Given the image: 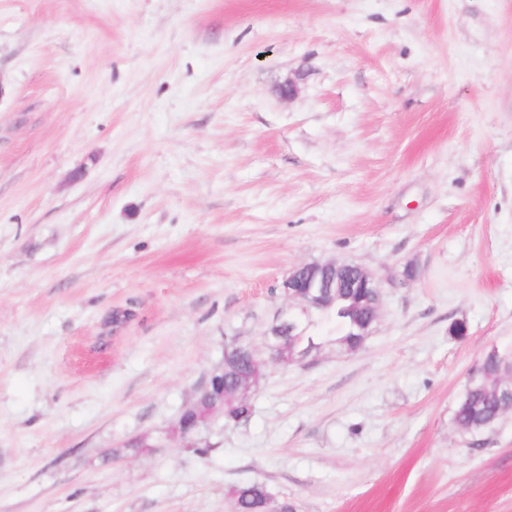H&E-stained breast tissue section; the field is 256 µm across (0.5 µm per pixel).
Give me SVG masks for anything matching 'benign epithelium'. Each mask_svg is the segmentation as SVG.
Wrapping results in <instances>:
<instances>
[{
  "instance_id": "7a95c632",
  "label": "benign epithelium",
  "mask_w": 512,
  "mask_h": 512,
  "mask_svg": "<svg viewBox=\"0 0 512 512\" xmlns=\"http://www.w3.org/2000/svg\"><path fill=\"white\" fill-rule=\"evenodd\" d=\"M337 262L327 260L300 265L288 272L280 285L282 293L292 300V304L282 309L269 333L264 336V346L268 358H263L255 346L236 336L224 344V352L248 353L252 368L235 378L230 388L224 391L225 401L231 404L243 401L258 390L263 368L272 360L284 366L300 362L312 355V351L296 348L293 343L285 342V337L295 335L302 321L315 308L325 307L336 301V294L342 288H363L372 293L383 295L381 281L358 264H351L356 276L344 282L335 278L330 271L336 269Z\"/></svg>"
}]
</instances>
